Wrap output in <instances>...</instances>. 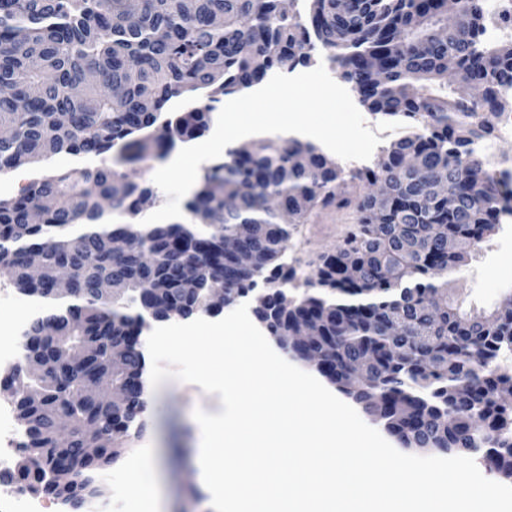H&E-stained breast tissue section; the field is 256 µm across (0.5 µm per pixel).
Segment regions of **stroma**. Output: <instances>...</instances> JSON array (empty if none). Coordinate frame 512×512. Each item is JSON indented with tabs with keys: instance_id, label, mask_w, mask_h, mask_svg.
Masks as SVG:
<instances>
[{
	"instance_id": "obj_1",
	"label": "stroma",
	"mask_w": 512,
	"mask_h": 512,
	"mask_svg": "<svg viewBox=\"0 0 512 512\" xmlns=\"http://www.w3.org/2000/svg\"><path fill=\"white\" fill-rule=\"evenodd\" d=\"M353 210H314L307 223L291 235L281 261L295 276L285 285L288 298L309 291L317 279L322 255L342 246L353 230ZM512 292V223L497 225L459 273L451 275L448 295L464 312L489 314ZM216 410L215 395L200 386L176 379L162 382L143 415L140 437L125 440L127 454L153 447L157 462L158 494L163 512H211L204 493L198 492L195 461L201 452L202 435L195 410Z\"/></svg>"
}]
</instances>
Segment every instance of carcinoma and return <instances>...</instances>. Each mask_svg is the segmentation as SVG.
<instances>
[{"label":"carcinoma","mask_w":512,"mask_h":512,"mask_svg":"<svg viewBox=\"0 0 512 512\" xmlns=\"http://www.w3.org/2000/svg\"><path fill=\"white\" fill-rule=\"evenodd\" d=\"M459 9L463 21L450 27L446 0H311L304 19L283 0H0V126L11 130L0 171L116 151L109 168L39 171L0 197V267L43 304L25 349L45 374L34 383L9 375L43 391L19 403V469L33 491L84 512L91 474L122 452L112 435L142 432L136 328L150 307L189 318L204 310L205 288L224 285L233 301L258 277V321L297 359L324 360L319 373L339 391L373 354L356 401L403 447L480 456L512 482V374L497 363L512 351V305L486 317L448 304V276L464 257L445 247L450 236L477 246L499 216L502 192L472 145L493 135L489 117L507 104L499 86L512 83V43H483L486 0H460ZM316 50L372 112L413 128L357 175L387 184L383 202L346 197L343 170L316 144L269 139L231 147L210 166L186 203L188 220L141 223L154 191L128 165L202 137L219 97L307 66ZM450 56L483 96L448 91ZM350 206L357 233L322 259L312 291L283 304L279 257L291 227L316 207ZM243 226L251 236L239 237ZM115 238L127 247L114 249ZM229 238L252 255L250 266L224 252ZM32 253L42 261L37 282L24 272ZM62 265L73 274L66 297L55 292ZM103 279L118 285L107 299ZM396 318L400 336L390 335ZM304 322L315 335L289 341ZM47 324L56 335H43ZM103 378L126 392L123 407L90 391Z\"/></svg>","instance_id":"cac0c4a2"}]
</instances>
